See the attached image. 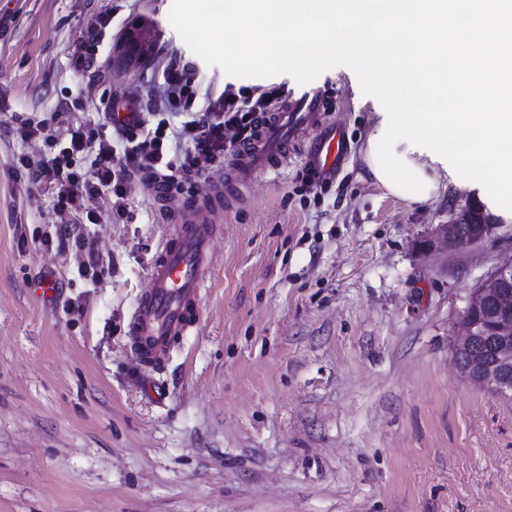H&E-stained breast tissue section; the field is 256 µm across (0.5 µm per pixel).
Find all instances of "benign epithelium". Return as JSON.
Segmentation results:
<instances>
[{
  "label": "benign epithelium",
  "instance_id": "benign-epithelium-1",
  "mask_svg": "<svg viewBox=\"0 0 512 512\" xmlns=\"http://www.w3.org/2000/svg\"><path fill=\"white\" fill-rule=\"evenodd\" d=\"M496 225L469 207L420 243L422 250L447 251L474 245L491 236ZM459 349L472 350L469 372L493 392L512 390V262L497 268L470 295L456 335Z\"/></svg>",
  "mask_w": 512,
  "mask_h": 512
}]
</instances>
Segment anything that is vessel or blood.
<instances>
[{
    "label": "vessel or blood",
    "instance_id": "b4317fda",
    "mask_svg": "<svg viewBox=\"0 0 512 512\" xmlns=\"http://www.w3.org/2000/svg\"><path fill=\"white\" fill-rule=\"evenodd\" d=\"M303 137L309 140L307 166L320 176L337 174L348 143L342 127L332 121L327 101L306 86L275 105L256 138L239 153L229 180L249 187L257 174L294 154ZM224 206L216 189L174 214L170 240L152 265L150 288L131 323L138 357H163L171 338L192 324L199 293L212 273L211 240Z\"/></svg>",
    "mask_w": 512,
    "mask_h": 512
}]
</instances>
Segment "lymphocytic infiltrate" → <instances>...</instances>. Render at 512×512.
I'll use <instances>...</instances> for the list:
<instances>
[{
  "mask_svg": "<svg viewBox=\"0 0 512 512\" xmlns=\"http://www.w3.org/2000/svg\"><path fill=\"white\" fill-rule=\"evenodd\" d=\"M196 80L194 65L177 58L171 60L152 90V110L160 115L187 110ZM283 96V89L277 87L245 96L233 84H225L223 94L210 103L206 112L185 122L190 147L177 165L167 159L163 127L143 132L138 109L132 102L126 103L124 110L115 109L109 114L117 135L129 144L124 152L114 151L106 136H91L80 128L71 130L68 142L55 156L29 167L30 178L56 196L59 243L70 238L74 218L83 216L90 222L98 221L94 202L102 192L112 193L115 211H122L126 186L135 176L156 179L167 173L174 179L208 177L223 164L228 153L255 137L260 115L271 111ZM229 127L236 131V139L230 143L224 139V131ZM80 155L92 157L90 168H77L76 158Z\"/></svg>",
  "mask_w": 512,
  "mask_h": 512,
  "instance_id": "1",
  "label": "lymphocytic infiltrate"
}]
</instances>
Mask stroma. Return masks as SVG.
Here are the masks:
<instances>
[{"label":"stroma","instance_id":"1","mask_svg":"<svg viewBox=\"0 0 512 512\" xmlns=\"http://www.w3.org/2000/svg\"><path fill=\"white\" fill-rule=\"evenodd\" d=\"M171 5L0 0V512H512V399L454 362L469 295L512 259V216L478 184L420 201L366 180L382 106L350 68L312 82L349 141L341 172L307 189L296 154L257 176L218 226L198 317L161 369L136 357L130 322L170 211L223 171L133 178L122 212L101 193L100 221L57 246L54 198L21 159L54 154L75 126L110 132L113 102L147 98L173 56L199 72L191 112L230 82L298 86L207 65ZM82 40L95 51L79 68ZM25 118L48 120L53 141L23 135ZM471 206L496 215L491 236L419 251ZM384 114H382V112H376V118H375V123L373 125V127L371 128L369 134H368V137H367V147L366 149L364 150L363 152V163L366 167V170L367 172L369 173V176L370 178L373 180V182L380 186L387 194H390V195H395V196H402V195H397L396 192H393L392 190H390V188L386 187V186H390L389 184H386L385 183H382L379 179H378V176L376 175V164L374 165V161H373V150H372V154H371V146L369 145L370 143V138L372 137H375V138H378L377 134L379 133V131L382 132L381 128H382V123L384 121Z\"/></svg>","mask_w":512,"mask_h":512}]
</instances>
